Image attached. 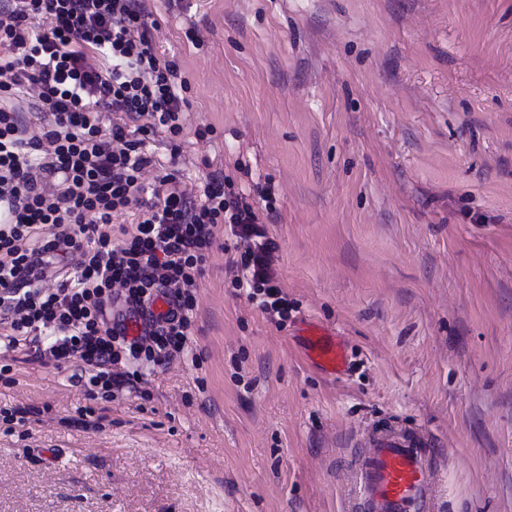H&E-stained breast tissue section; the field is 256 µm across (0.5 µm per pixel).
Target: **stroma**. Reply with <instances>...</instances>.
<instances>
[{
    "label": "stroma",
    "instance_id": "stroma-1",
    "mask_svg": "<svg viewBox=\"0 0 512 512\" xmlns=\"http://www.w3.org/2000/svg\"><path fill=\"white\" fill-rule=\"evenodd\" d=\"M188 108L145 185L270 187L285 326L232 294L216 234L189 355L80 424L85 389L16 352L0 512H351V451L417 427L440 512H512V0H140ZM332 326L349 368L300 358Z\"/></svg>",
    "mask_w": 512,
    "mask_h": 512
}]
</instances>
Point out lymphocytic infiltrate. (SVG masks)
<instances>
[{"instance_id":"obj_1","label":"lymphocytic infiltrate","mask_w":512,"mask_h":512,"mask_svg":"<svg viewBox=\"0 0 512 512\" xmlns=\"http://www.w3.org/2000/svg\"><path fill=\"white\" fill-rule=\"evenodd\" d=\"M36 90L42 123L29 135L15 89ZM175 63H160L137 0H9L0 9V376L22 341L55 368L79 362L88 406L137 386L146 372L185 352L194 290L218 225L236 240L235 296L276 325L292 304L279 276L280 245L263 207L226 192L210 174L203 199L165 176L153 189L146 136L183 132L187 101ZM133 224L115 218L130 205ZM57 280L48 291L43 281ZM131 314L157 296L171 308L140 335L113 325L106 290Z\"/></svg>"}]
</instances>
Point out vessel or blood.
Returning <instances> with one entry per match:
<instances>
[{"instance_id":"1","label":"vessel or blood","mask_w":512,"mask_h":512,"mask_svg":"<svg viewBox=\"0 0 512 512\" xmlns=\"http://www.w3.org/2000/svg\"><path fill=\"white\" fill-rule=\"evenodd\" d=\"M303 355L315 368L339 375L347 367L335 331L315 323L303 330ZM358 476L355 512H438L435 482L440 458L434 439L412 428L372 431L353 454Z\"/></svg>"}]
</instances>
